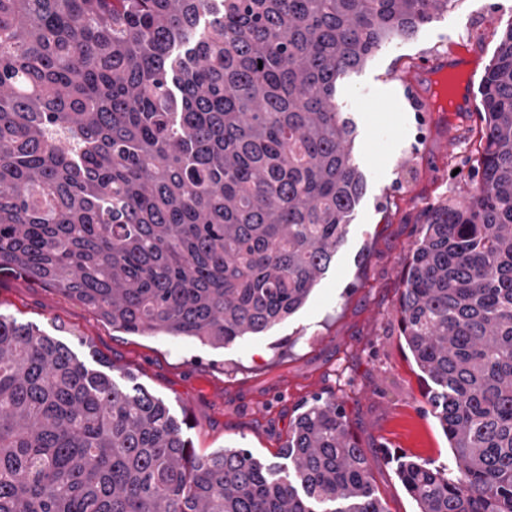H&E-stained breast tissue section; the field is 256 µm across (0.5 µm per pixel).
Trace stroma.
<instances>
[{
	"mask_svg": "<svg viewBox=\"0 0 512 512\" xmlns=\"http://www.w3.org/2000/svg\"><path fill=\"white\" fill-rule=\"evenodd\" d=\"M511 26L512 0H454L345 81L339 105L357 124L365 191L306 305L268 331L219 350L188 339L129 335L52 289L3 275L0 312L54 337L78 362L118 384L134 373L176 418L187 419L185 434L202 456L239 446L280 461L299 406L316 395H336L371 459L370 481L388 512H414L389 452L437 466H452L453 459L400 334L399 288L421 232L417 215L471 188L480 127L476 115L420 112L401 96L390 111L376 112L368 94L392 87V66L405 70L457 45L477 56L476 90L499 36Z\"/></svg>",
	"mask_w": 512,
	"mask_h": 512,
	"instance_id": "1",
	"label": "stroma"
}]
</instances>
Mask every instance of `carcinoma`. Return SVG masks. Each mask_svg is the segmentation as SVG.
Here are the masks:
<instances>
[{"label": "carcinoma", "mask_w": 512, "mask_h": 512, "mask_svg": "<svg viewBox=\"0 0 512 512\" xmlns=\"http://www.w3.org/2000/svg\"><path fill=\"white\" fill-rule=\"evenodd\" d=\"M451 0H0V274L132 335L222 349L301 309L365 182L337 83ZM467 196L423 211L401 336L458 470L394 457L415 512H512V27ZM282 468L195 453L144 386L0 314V512H387L341 402Z\"/></svg>", "instance_id": "1"}]
</instances>
